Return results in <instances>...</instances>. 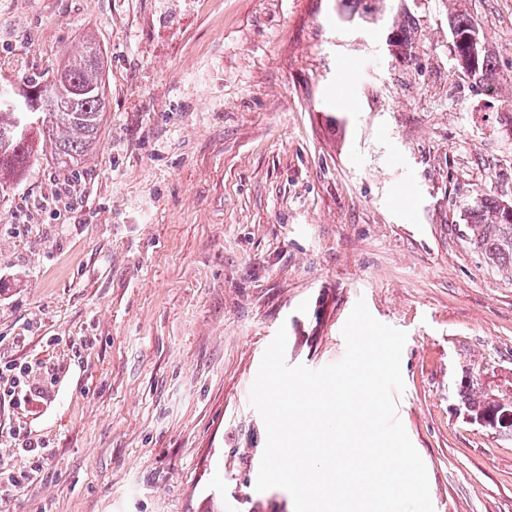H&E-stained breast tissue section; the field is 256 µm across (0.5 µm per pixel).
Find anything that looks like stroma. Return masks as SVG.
I'll return each instance as SVG.
<instances>
[{
	"label": "stroma",
	"instance_id": "1",
	"mask_svg": "<svg viewBox=\"0 0 512 512\" xmlns=\"http://www.w3.org/2000/svg\"><path fill=\"white\" fill-rule=\"evenodd\" d=\"M387 24L336 0H0V85L52 73L92 35L107 110L62 167L35 151L0 196V364L55 365L45 400L0 407L44 444L0 512H294L257 491L250 404L278 328L286 361L345 353L358 300L402 330L397 412L435 512H512V440L455 411L465 375L512 378V270L463 221L512 204V0H391ZM472 17L502 80L455 66ZM412 28L411 20H406L405 18L399 20L397 17H393L389 27H388V35L386 38V43L388 47H391L389 51H395L399 54H407L409 51L410 57L411 50L413 48L410 34V29ZM397 48V49H395Z\"/></svg>",
	"mask_w": 512,
	"mask_h": 512
}]
</instances>
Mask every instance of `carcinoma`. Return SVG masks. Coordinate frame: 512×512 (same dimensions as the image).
I'll return each instance as SVG.
<instances>
[{"label": "carcinoma", "instance_id": "carcinoma-1", "mask_svg": "<svg viewBox=\"0 0 512 512\" xmlns=\"http://www.w3.org/2000/svg\"><path fill=\"white\" fill-rule=\"evenodd\" d=\"M387 2L340 0V6L348 18L375 21L386 12ZM411 28V21L393 18L387 46L399 54L412 50ZM448 29L460 71L474 84L494 92L499 82L497 68L483 42L473 41L477 32L471 17L465 13L448 16ZM60 69L68 73V81L52 85L58 97L69 98L74 89L83 90L70 112H27L17 103L1 101L10 90L0 89V189L11 187L29 171L36 136L48 133L55 159L65 166L84 156L96 139L106 109V94L104 62L94 38H86ZM464 221L490 260L512 261V209L481 197L468 208ZM458 396L459 410L471 423L484 424L499 436L512 437V421H507L512 415L511 381L484 385L470 376Z\"/></svg>", "mask_w": 512, "mask_h": 512}]
</instances>
